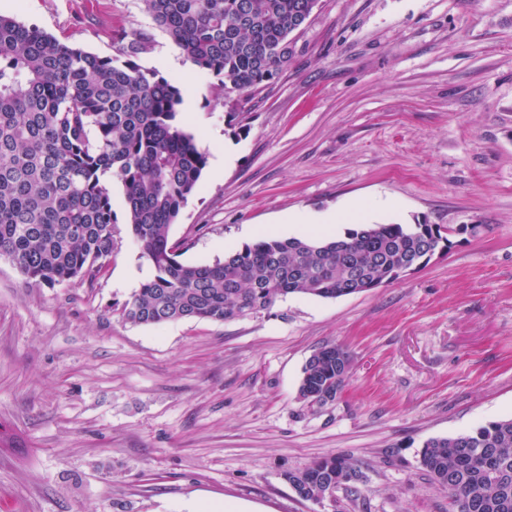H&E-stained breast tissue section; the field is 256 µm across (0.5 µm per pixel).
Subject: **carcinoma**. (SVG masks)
<instances>
[{"mask_svg": "<svg viewBox=\"0 0 512 512\" xmlns=\"http://www.w3.org/2000/svg\"><path fill=\"white\" fill-rule=\"evenodd\" d=\"M193 66L251 93L288 65L290 35L319 0H142ZM122 59L62 42L0 14V258L29 284L94 281L112 255L110 182L123 190L126 223L154 274L123 305L137 325L224 322L290 294L348 296L398 280L414 261L449 248L477 226L359 224L334 239L263 237L213 264L180 262L168 232L199 187L208 153L177 119L180 88L136 59L146 31L118 37ZM341 345L307 360L299 395L336 399L348 375ZM419 465L456 512H512V418L424 442ZM310 499L352 488L360 472L327 455L285 474Z\"/></svg>", "mask_w": 512, "mask_h": 512, "instance_id": "1", "label": "carcinoma"}]
</instances>
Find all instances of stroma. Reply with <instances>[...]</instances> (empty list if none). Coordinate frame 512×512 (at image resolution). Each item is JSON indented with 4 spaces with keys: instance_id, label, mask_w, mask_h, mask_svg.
<instances>
[{
    "instance_id": "35a3bbf8",
    "label": "stroma",
    "mask_w": 512,
    "mask_h": 512,
    "mask_svg": "<svg viewBox=\"0 0 512 512\" xmlns=\"http://www.w3.org/2000/svg\"><path fill=\"white\" fill-rule=\"evenodd\" d=\"M0 14L100 56L148 31L139 65L191 86L179 121L233 160L204 170L169 229L184 263L348 201L355 222L478 227L368 292L134 325L122 306L153 269L113 186L94 283L31 286L0 259V512H452L421 446L512 416V0H320L278 78L233 106L141 0H0ZM330 344L352 366L321 406L298 389ZM328 454L361 480L323 507L284 474Z\"/></svg>"
}]
</instances>
